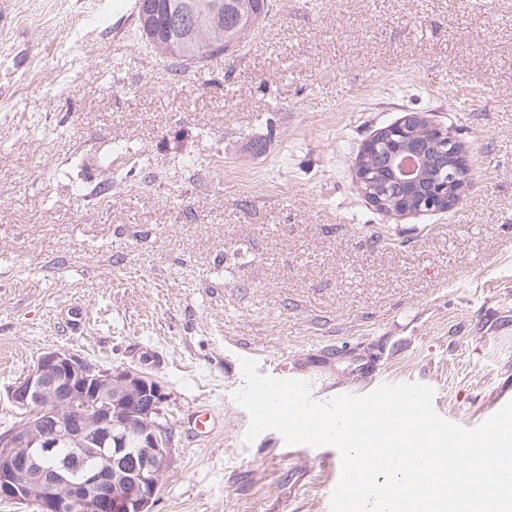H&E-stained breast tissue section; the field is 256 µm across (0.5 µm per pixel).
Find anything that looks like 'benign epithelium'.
<instances>
[{
    "mask_svg": "<svg viewBox=\"0 0 512 512\" xmlns=\"http://www.w3.org/2000/svg\"><path fill=\"white\" fill-rule=\"evenodd\" d=\"M427 145L405 144L392 159L393 181L421 178ZM22 421L0 433V499L35 512H152L169 467L167 396L146 374L99 369L80 355L46 351L8 393ZM75 450L67 466L44 469L39 460L60 444Z\"/></svg>",
    "mask_w": 512,
    "mask_h": 512,
    "instance_id": "1",
    "label": "benign epithelium"
}]
</instances>
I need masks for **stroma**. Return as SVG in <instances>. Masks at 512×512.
Listing matches in <instances>:
<instances>
[{
  "instance_id": "1",
  "label": "stroma",
  "mask_w": 512,
  "mask_h": 512,
  "mask_svg": "<svg viewBox=\"0 0 512 512\" xmlns=\"http://www.w3.org/2000/svg\"><path fill=\"white\" fill-rule=\"evenodd\" d=\"M135 3L0 0V430L65 349L166 394L152 512H330L336 448L244 445L242 359L317 400L424 383L463 427L512 397V0H272L200 79L137 42ZM410 112L465 145L450 210L358 189Z\"/></svg>"
}]
</instances>
